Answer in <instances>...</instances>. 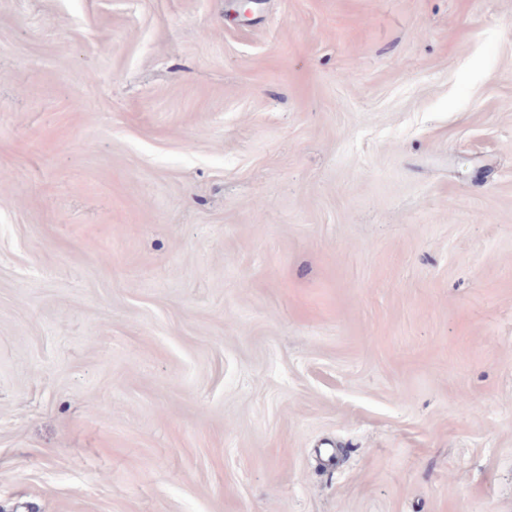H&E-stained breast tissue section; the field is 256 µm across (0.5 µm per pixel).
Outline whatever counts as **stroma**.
Returning a JSON list of instances; mask_svg holds the SVG:
<instances>
[{
    "label": "stroma",
    "mask_w": 512,
    "mask_h": 512,
    "mask_svg": "<svg viewBox=\"0 0 512 512\" xmlns=\"http://www.w3.org/2000/svg\"><path fill=\"white\" fill-rule=\"evenodd\" d=\"M0 512H512V0H0Z\"/></svg>",
    "instance_id": "obj_1"
}]
</instances>
